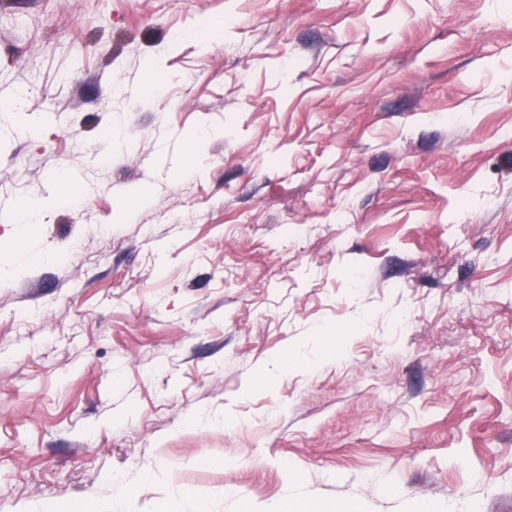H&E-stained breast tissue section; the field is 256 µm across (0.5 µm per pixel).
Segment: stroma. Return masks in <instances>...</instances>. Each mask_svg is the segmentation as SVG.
Returning <instances> with one entry per match:
<instances>
[{
  "label": "stroma",
  "mask_w": 512,
  "mask_h": 512,
  "mask_svg": "<svg viewBox=\"0 0 512 512\" xmlns=\"http://www.w3.org/2000/svg\"><path fill=\"white\" fill-rule=\"evenodd\" d=\"M14 104L0 512H512V0H0Z\"/></svg>",
  "instance_id": "obj_1"
}]
</instances>
